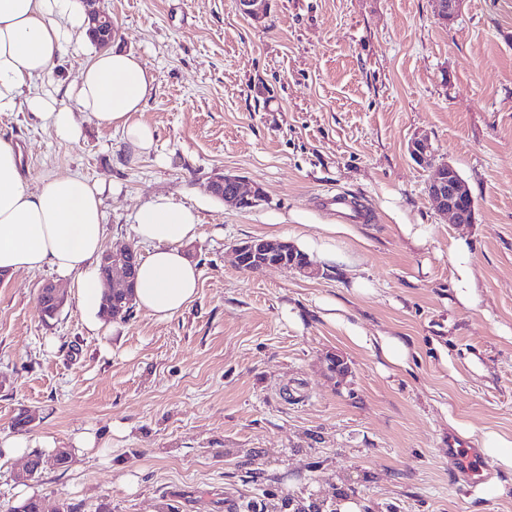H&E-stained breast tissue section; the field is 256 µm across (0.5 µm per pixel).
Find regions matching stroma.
I'll return each instance as SVG.
<instances>
[{
    "label": "stroma",
    "mask_w": 512,
    "mask_h": 512,
    "mask_svg": "<svg viewBox=\"0 0 512 512\" xmlns=\"http://www.w3.org/2000/svg\"><path fill=\"white\" fill-rule=\"evenodd\" d=\"M121 47L156 79L143 113L157 156L117 159L111 127L63 142L26 113L0 115L31 189L50 174L117 181L104 248L133 242L141 203L205 190L224 173L264 199L202 210L185 245L201 276L189 306L159 322L137 310L111 336L83 325L76 290L42 320L49 270L0 282V434L27 413L29 443L68 447L91 430L104 455L28 480L45 512H512V470L469 481L457 464L486 433L512 440V0H268L256 22L236 0H96ZM428 134L476 201L455 225L432 206L408 153ZM344 193L366 220L336 235L335 266L239 270L231 248L275 234L317 259ZM402 224L421 225L414 245ZM467 239L480 303L455 298L452 240ZM339 303L363 334L410 349L407 368L326 320ZM299 316L290 322L285 310ZM342 358L348 368L332 366Z\"/></svg>",
    "instance_id": "stroma-1"
}]
</instances>
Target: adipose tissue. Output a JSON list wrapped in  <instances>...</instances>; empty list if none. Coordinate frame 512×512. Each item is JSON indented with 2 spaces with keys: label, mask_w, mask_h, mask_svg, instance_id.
<instances>
[{
  "label": "adipose tissue",
  "mask_w": 512,
  "mask_h": 512,
  "mask_svg": "<svg viewBox=\"0 0 512 512\" xmlns=\"http://www.w3.org/2000/svg\"><path fill=\"white\" fill-rule=\"evenodd\" d=\"M87 60L75 82L56 80L71 45ZM155 77L131 50L92 47L81 0H0V114L26 112L63 142L82 134L80 116L111 126L121 135L118 150L135 163L156 150L155 132L142 113ZM116 185L76 175H51L31 191L12 140L0 137V269H50L71 280L85 328L114 332L103 313L99 258L103 247V202ZM212 203L171 194L149 197L131 229L145 256L136 280L135 304L163 321L194 299L199 270L184 244L197 236L199 212Z\"/></svg>",
  "instance_id": "obj_1"
}]
</instances>
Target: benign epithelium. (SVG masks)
Returning <instances> with one entry per match:
<instances>
[{
	"label": "benign epithelium",
	"instance_id": "1",
	"mask_svg": "<svg viewBox=\"0 0 512 512\" xmlns=\"http://www.w3.org/2000/svg\"><path fill=\"white\" fill-rule=\"evenodd\" d=\"M435 16L439 24L448 26L458 16L464 0H434ZM240 11L256 22L267 13V0H238ZM89 34L96 43L107 47L112 42L113 26L106 11L91 8L88 12ZM412 160L428 169L427 191L437 211L453 224H472L475 220L476 203L455 167L446 161H436V154L428 135L415 136L408 147ZM208 191L232 209H241L252 203L255 196L248 185L238 176L224 174L209 183ZM236 265L247 272L264 268H280L299 272L305 277L319 275V268L310 258L299 254V249L282 240L263 237L251 238L232 248ZM137 249L121 244L102 256L104 276L110 281L109 303L121 305L134 295V262Z\"/></svg>",
	"mask_w": 512,
	"mask_h": 512
}]
</instances>
